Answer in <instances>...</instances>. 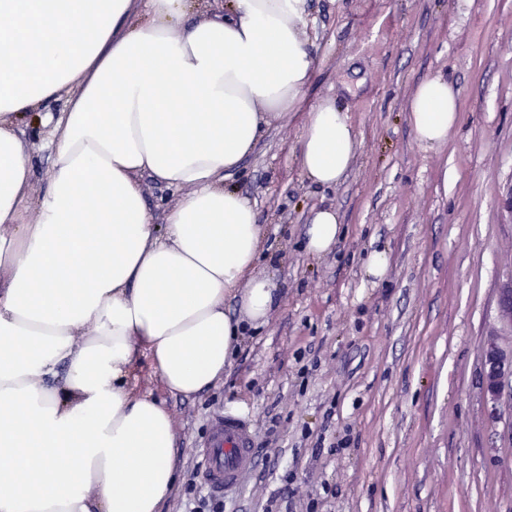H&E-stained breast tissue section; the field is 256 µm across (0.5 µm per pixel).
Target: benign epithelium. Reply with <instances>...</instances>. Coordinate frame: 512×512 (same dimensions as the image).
Instances as JSON below:
<instances>
[{"instance_id": "benign-epithelium-1", "label": "benign epithelium", "mask_w": 512, "mask_h": 512, "mask_svg": "<svg viewBox=\"0 0 512 512\" xmlns=\"http://www.w3.org/2000/svg\"><path fill=\"white\" fill-rule=\"evenodd\" d=\"M494 311L499 330L512 334V277L496 289ZM480 378L492 416L498 419L505 411L511 416L504 436L512 444V351L502 348L496 332L482 345Z\"/></svg>"}]
</instances>
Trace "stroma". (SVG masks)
Returning <instances> with one entry per match:
<instances>
[{
  "label": "stroma",
  "instance_id": "obj_1",
  "mask_svg": "<svg viewBox=\"0 0 512 512\" xmlns=\"http://www.w3.org/2000/svg\"><path fill=\"white\" fill-rule=\"evenodd\" d=\"M307 11L305 99L224 179L256 211L276 308L195 396L165 393L149 365L135 373L177 431L163 512H190L210 423L227 409L251 424L257 464L223 512H512V445L479 383L494 290L512 274V216L499 206L512 188V0H307ZM439 74L460 92V119L424 147L408 102ZM329 96L358 148L336 186L316 187L297 146ZM22 128L36 200L48 130ZM318 209L336 210L341 234L312 256ZM379 247L389 267L373 283L363 265Z\"/></svg>",
  "mask_w": 512,
  "mask_h": 512
}]
</instances>
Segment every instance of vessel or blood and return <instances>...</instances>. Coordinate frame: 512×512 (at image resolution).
Listing matches in <instances>:
<instances>
[{"mask_svg": "<svg viewBox=\"0 0 512 512\" xmlns=\"http://www.w3.org/2000/svg\"><path fill=\"white\" fill-rule=\"evenodd\" d=\"M253 432L249 422L225 411L214 418L201 453L200 475L217 494L233 491L255 465Z\"/></svg>", "mask_w": 512, "mask_h": 512, "instance_id": "obj_1", "label": "vessel or blood"}]
</instances>
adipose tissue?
Masks as SVG:
<instances>
[{"instance_id":"ef3b65f1","label":"adipose tissue","mask_w":512,"mask_h":512,"mask_svg":"<svg viewBox=\"0 0 512 512\" xmlns=\"http://www.w3.org/2000/svg\"><path fill=\"white\" fill-rule=\"evenodd\" d=\"M306 25V0H0V512H161L176 432L133 374L145 358L165 391L196 394L269 319L261 227L224 175L302 102ZM61 99L34 202L18 122ZM408 111L421 145L444 144L459 91L426 79ZM357 147L335 100L311 106L297 159L313 184L335 186ZM145 174L186 192L160 225ZM340 233L318 210L305 248Z\"/></svg>"}]
</instances>
